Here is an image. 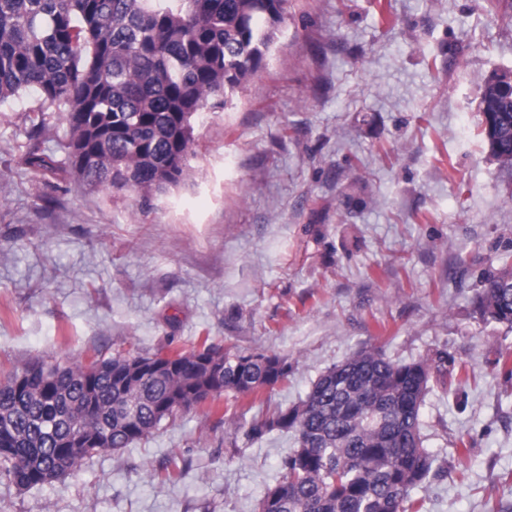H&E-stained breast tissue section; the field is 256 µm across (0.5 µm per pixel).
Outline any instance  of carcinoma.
Listing matches in <instances>:
<instances>
[{
    "mask_svg": "<svg viewBox=\"0 0 512 512\" xmlns=\"http://www.w3.org/2000/svg\"><path fill=\"white\" fill-rule=\"evenodd\" d=\"M291 0H0V101L35 87L67 112L66 161L42 149L33 126L24 163L43 177L73 175L147 204L184 180L194 124L231 107L261 68ZM489 78L483 133L512 166V98ZM478 314L512 329V266L487 274ZM137 359L62 366L45 360L0 379V480L31 489L89 458L142 440L164 420L224 392L246 395L288 380L276 355L204 343L170 355L173 369L126 380ZM221 362V374L202 361ZM448 354L395 362L362 347L325 371L297 406L255 418V441L278 430L296 448L259 501L266 512H420L411 492L428 478L421 408Z\"/></svg>",
    "mask_w": 512,
    "mask_h": 512,
    "instance_id": "carcinoma-1",
    "label": "carcinoma"
}]
</instances>
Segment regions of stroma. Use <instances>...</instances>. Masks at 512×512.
<instances>
[{
    "mask_svg": "<svg viewBox=\"0 0 512 512\" xmlns=\"http://www.w3.org/2000/svg\"><path fill=\"white\" fill-rule=\"evenodd\" d=\"M505 0H292L248 90L202 113L188 176L141 206L24 157L33 123L65 159V113L33 88L0 102V370L185 352L288 362L287 382L223 394L50 486L0 482V512H258L294 448L234 429L298 405L364 346L447 352L421 433L423 512H512V330L483 321L484 272L512 265V168L479 102L512 76ZM177 461L175 482L152 474Z\"/></svg>",
    "mask_w": 512,
    "mask_h": 512,
    "instance_id": "stroma-1",
    "label": "stroma"
}]
</instances>
